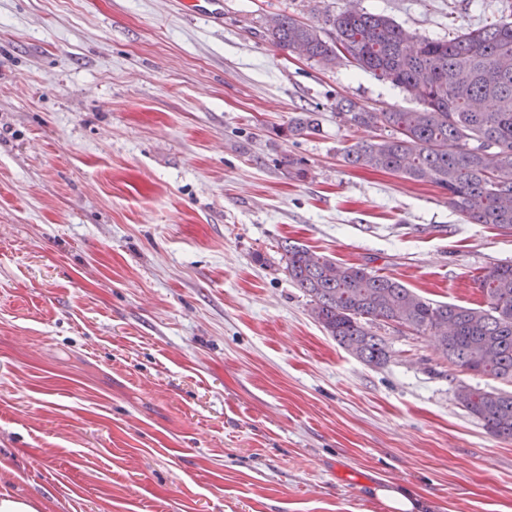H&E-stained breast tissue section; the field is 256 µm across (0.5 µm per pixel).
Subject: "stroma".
Returning <instances> with one entry per match:
<instances>
[{
  "instance_id": "stroma-1",
  "label": "stroma",
  "mask_w": 512,
  "mask_h": 512,
  "mask_svg": "<svg viewBox=\"0 0 512 512\" xmlns=\"http://www.w3.org/2000/svg\"><path fill=\"white\" fill-rule=\"evenodd\" d=\"M0 0V486L48 512H512V440L461 408L434 337L364 365L314 321L284 244L483 304L512 233L430 181L344 162L336 115L416 108L370 72L277 49L357 8L451 38L512 0ZM316 113L318 131L287 132ZM374 496L394 512H424L426 504L410 491L399 486L377 487Z\"/></svg>"
}]
</instances>
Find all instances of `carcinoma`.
Segmentation results:
<instances>
[{
  "label": "carcinoma",
  "mask_w": 512,
  "mask_h": 512,
  "mask_svg": "<svg viewBox=\"0 0 512 512\" xmlns=\"http://www.w3.org/2000/svg\"><path fill=\"white\" fill-rule=\"evenodd\" d=\"M331 35L286 15L267 19L265 34L278 49L341 62L390 82L420 107L369 111L336 102L338 117L356 129H383L344 153L347 163L448 191V206L469 224L512 231V22L468 28L448 40L419 38L393 19L349 9L326 16ZM316 113L303 112L288 134L314 132ZM494 146L488 163L485 146ZM285 270L309 298L316 322L338 345L368 366L392 357L371 326L397 323L436 337L437 349L465 372L512 383V263L484 269L477 285L486 306L473 308L427 299L400 281L362 265L310 259L303 245L283 246ZM458 403L492 436L512 440V393L458 384Z\"/></svg>",
  "instance_id": "carcinoma-1"
}]
</instances>
